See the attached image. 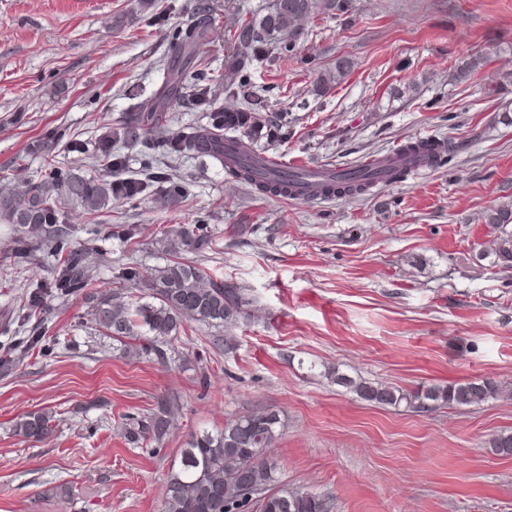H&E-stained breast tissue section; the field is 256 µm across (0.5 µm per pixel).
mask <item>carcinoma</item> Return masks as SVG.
I'll return each instance as SVG.
<instances>
[{
	"label": "carcinoma",
	"instance_id": "1",
	"mask_svg": "<svg viewBox=\"0 0 512 512\" xmlns=\"http://www.w3.org/2000/svg\"><path fill=\"white\" fill-rule=\"evenodd\" d=\"M317 0H275L261 18L241 19L230 34V63L219 73L211 69L200 47L216 22L212 0H195L192 22L171 35L174 56L164 68L163 82L151 105L138 106L106 136L104 166L111 178H82L66 169L53 168L47 179L10 194L0 195V221L18 224L22 234L15 240L18 262L30 257L33 239L48 226L62 223L59 200L62 192L81 206L90 219L103 213L114 200L135 202L147 183L122 178L119 172L126 159L122 149L142 145L172 160L199 153L218 162L232 179L251 185L258 193L270 195L291 186L288 176L272 168L262 143L288 140V121L265 118L266 99L255 90L251 68L256 61H275L295 50L298 21L315 15ZM240 99L244 107L226 111L217 104L216 90ZM210 113V123L192 131L169 130L166 113L184 101ZM403 150L423 151L438 167L451 161L454 147L445 140L413 141ZM151 182L166 196L178 200L183 186L166 172L152 173ZM367 166H354L341 174H328L325 192L336 196H363L375 186ZM485 223L496 226L499 235L489 255L493 265L512 268V206L487 212ZM177 246L172 252L198 253L209 248L210 239L201 221L181 224L175 230ZM54 272L52 288L57 297H85L95 301L94 320L112 338L127 339V354L153 352L164 357L162 346L176 338L184 325L199 323L209 327H232L247 315L250 305L245 289L211 276L189 259L178 256L155 270L148 280V299L128 302L112 297H95L87 291L86 262L92 248L64 250ZM25 318H37L28 335L19 339L20 354L45 351L46 323L50 312L40 291L29 294ZM146 329L148 335L140 333ZM324 377L354 394L356 398L383 407H404L427 412L443 407L472 406L499 398H512V389L493 377L465 383L431 385L414 390L353 378L339 369H329ZM173 403L164 399L137 424L127 429V440L136 444H160L172 425ZM284 424L276 410L257 411L224 423L216 432L192 435L182 450L180 465L166 483L162 512H332L331 500L312 491L288 487L279 477L277 460L270 455ZM15 435L27 442H43L52 433L51 416L29 412L16 420ZM493 452L512 457V431H502L489 439Z\"/></svg>",
	"mask_w": 512,
	"mask_h": 512
}]
</instances>
